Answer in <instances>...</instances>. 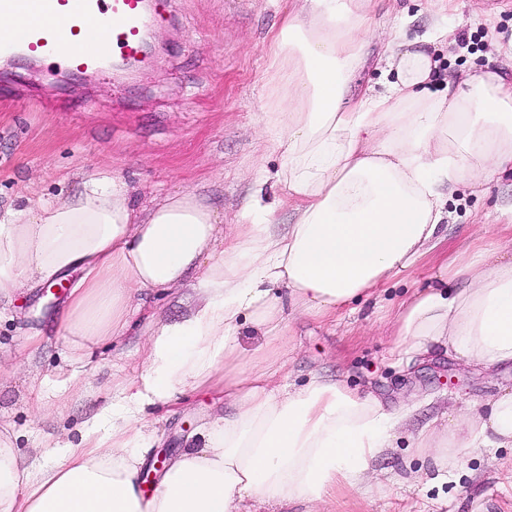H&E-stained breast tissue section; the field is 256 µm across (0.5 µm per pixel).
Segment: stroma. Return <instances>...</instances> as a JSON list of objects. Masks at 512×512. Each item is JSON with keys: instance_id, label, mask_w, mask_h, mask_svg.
<instances>
[{"instance_id": "obj_1", "label": "stroma", "mask_w": 512, "mask_h": 512, "mask_svg": "<svg viewBox=\"0 0 512 512\" xmlns=\"http://www.w3.org/2000/svg\"><path fill=\"white\" fill-rule=\"evenodd\" d=\"M292 7L293 0H171L169 19L154 28L147 64L108 76L75 78L24 60L0 64V213L30 197L74 193L84 177L106 169L127 183L136 210L201 190L225 224L237 223L255 163L271 171L282 163L260 138L259 120L268 47ZM378 11L402 17L411 39L448 13L447 36L429 46L438 62L435 87L487 65L512 80V56L498 50L512 42V0H382ZM510 201L512 177L483 193L459 185L448 198L449 255L484 238L496 208ZM405 296V285H397L387 301L331 326L310 317L292 321L280 360L284 380L300 386L318 374L412 406L413 432L430 422L445 427L512 389L511 367L485 369L440 350L407 367L397 364L390 355L391 308ZM61 301L40 288L13 303V317L0 319V422L29 463L40 461L47 435L63 432L78 444L81 423L109 401L113 374H136L148 335L140 321L118 339L74 349L54 319ZM33 329L45 338L35 353L25 347ZM72 362L78 380L62 386ZM32 390L49 406L39 418L25 405ZM222 409L212 392L190 388L174 413L149 408L150 459L174 455ZM407 443L400 437L376 461L374 488L340 497L336 512H512V448L473 453L444 486H402L399 477L423 465Z\"/></svg>"}]
</instances>
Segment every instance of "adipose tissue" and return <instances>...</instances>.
Segmentation results:
<instances>
[{"label":"adipose tissue","instance_id":"obj_1","mask_svg":"<svg viewBox=\"0 0 512 512\" xmlns=\"http://www.w3.org/2000/svg\"><path fill=\"white\" fill-rule=\"evenodd\" d=\"M377 0H296L269 46L262 114L275 173L259 169L240 224L225 230L205 197L167 195L136 211L126 183L100 171L61 199L0 215V313L18 298L71 279L59 324L76 347L151 321L143 294L187 289L190 306L152 329L138 376L112 380V400L84 423L82 444L47 442V462L21 464L0 426V512H244L266 503L314 512L360 491L409 411L344 382L284 384L268 366L285 320L332 324L408 273L445 241L448 192L512 171V81L493 69L464 85L433 86L434 58L403 22L371 54ZM377 56L385 90H355ZM281 195L267 191L269 181ZM291 210L287 228L278 209ZM265 336L247 350L244 326ZM401 355L439 345L484 367L512 365V256L490 251L440 264L396 309ZM224 397L226 411L188 440L152 495L147 407L175 406L185 388ZM415 446L447 483L477 449L512 448V392L421 430Z\"/></svg>","mask_w":512,"mask_h":512}]
</instances>
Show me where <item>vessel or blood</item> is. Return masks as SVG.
<instances>
[{"mask_svg": "<svg viewBox=\"0 0 512 512\" xmlns=\"http://www.w3.org/2000/svg\"><path fill=\"white\" fill-rule=\"evenodd\" d=\"M169 6V0H0V14L16 20L0 29V56L51 60L78 73L142 64L145 32L167 20ZM93 27L100 39L85 43Z\"/></svg>", "mask_w": 512, "mask_h": 512, "instance_id": "obj_1", "label": "vessel or blood"}]
</instances>
